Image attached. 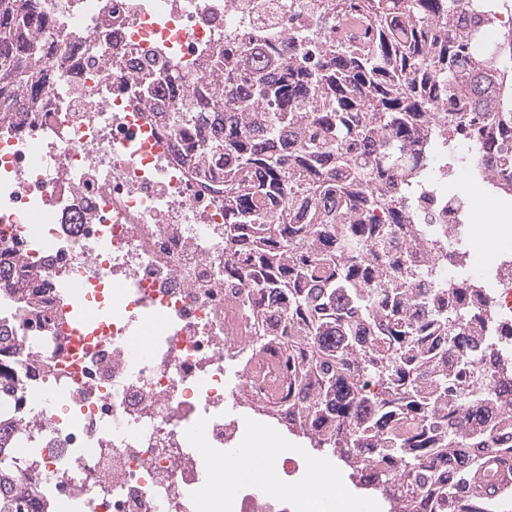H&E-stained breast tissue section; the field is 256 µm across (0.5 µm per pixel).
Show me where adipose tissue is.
<instances>
[{
  "mask_svg": "<svg viewBox=\"0 0 512 512\" xmlns=\"http://www.w3.org/2000/svg\"><path fill=\"white\" fill-rule=\"evenodd\" d=\"M277 449L271 448L267 435L258 433L246 448H238L215 460L213 469L221 482L233 484L240 479L248 478L261 487H277L278 480L275 468Z\"/></svg>",
  "mask_w": 512,
  "mask_h": 512,
  "instance_id": "adipose-tissue-1",
  "label": "adipose tissue"
}]
</instances>
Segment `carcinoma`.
I'll list each match as a JSON object with an SVG mask.
<instances>
[{
    "label": "carcinoma",
    "mask_w": 512,
    "mask_h": 512,
    "mask_svg": "<svg viewBox=\"0 0 512 512\" xmlns=\"http://www.w3.org/2000/svg\"><path fill=\"white\" fill-rule=\"evenodd\" d=\"M336 0L320 26L339 39L278 51L255 42L227 44L224 89L204 106L181 102L179 76L152 83L147 100L170 107L174 124L201 110L223 114L198 139L197 153L224 154V242L240 259L224 280L264 290L262 312L280 314L273 335L288 350V430L314 448H341L349 478L378 492L389 512H457L476 478L490 477L495 456L472 452L507 423L512 364L490 337L488 365L473 375L459 333L464 293L412 287L411 252L393 249L373 214L405 225L394 205L398 186L419 180L415 146L427 135L448 145L472 139L495 163L512 142V27L489 42L507 0ZM40 0H0V112L21 92L50 89L41 37L27 19ZM19 276L0 264V293ZM18 321L0 317V354H22ZM25 381L0 377V512H29L33 486L9 437L20 417ZM448 463V481L430 466ZM400 463L396 478L364 480L381 462Z\"/></svg>",
    "instance_id": "obj_1"
}]
</instances>
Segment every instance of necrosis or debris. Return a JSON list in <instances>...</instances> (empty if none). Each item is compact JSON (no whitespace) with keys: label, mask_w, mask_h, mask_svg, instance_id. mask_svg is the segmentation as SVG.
<instances>
[{"label":"necrosis or debris","mask_w":512,"mask_h":512,"mask_svg":"<svg viewBox=\"0 0 512 512\" xmlns=\"http://www.w3.org/2000/svg\"><path fill=\"white\" fill-rule=\"evenodd\" d=\"M331 0H44L54 39L51 93L0 114V253L45 302L49 330L20 326L27 377L18 460L39 491L74 512H301L303 470L327 457L281 449V484L218 488L203 463L238 444L235 410L272 407L287 385L284 349L261 344L260 289L224 283V162L184 155L201 123H162L147 78L170 68L184 98L208 86L204 59L225 43H272L316 31L313 2ZM426 165L410 223L428 244L420 268L469 287L467 327L502 325L512 354V250L462 266L453 244L467 202L449 176L480 157L420 143Z\"/></svg>","instance_id":"1"}]
</instances>
